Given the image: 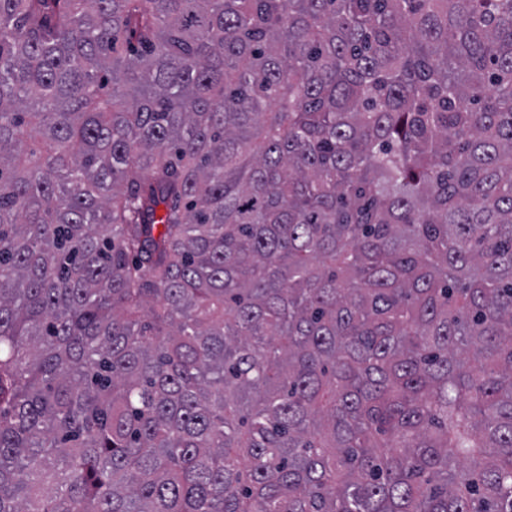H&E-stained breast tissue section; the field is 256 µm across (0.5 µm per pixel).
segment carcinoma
<instances>
[{
  "label": "carcinoma",
  "instance_id": "cac0c4a2",
  "mask_svg": "<svg viewBox=\"0 0 512 512\" xmlns=\"http://www.w3.org/2000/svg\"><path fill=\"white\" fill-rule=\"evenodd\" d=\"M0 512H512V0H0Z\"/></svg>",
  "mask_w": 512,
  "mask_h": 512
}]
</instances>
